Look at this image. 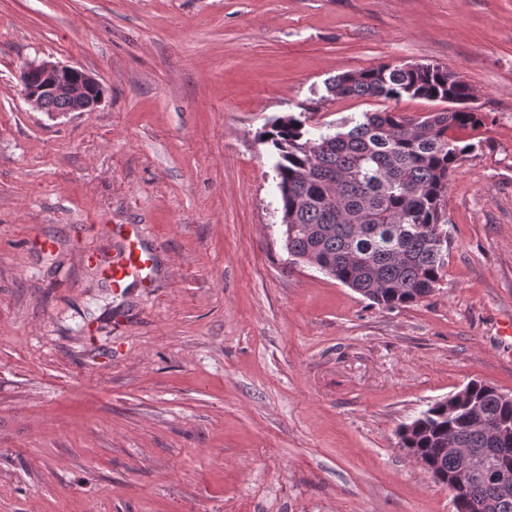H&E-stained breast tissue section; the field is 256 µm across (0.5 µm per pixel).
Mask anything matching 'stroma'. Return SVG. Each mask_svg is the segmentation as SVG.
Returning <instances> with one entry per match:
<instances>
[{
	"label": "stroma",
	"instance_id": "stroma-1",
	"mask_svg": "<svg viewBox=\"0 0 512 512\" xmlns=\"http://www.w3.org/2000/svg\"><path fill=\"white\" fill-rule=\"evenodd\" d=\"M106 89L54 117L24 63ZM430 63L486 118L448 185V264L387 309L289 265L274 116L409 97L336 75ZM138 225L150 287L100 269ZM512 0H0V512H456L397 432L472 380L512 396Z\"/></svg>",
	"mask_w": 512,
	"mask_h": 512
}]
</instances>
